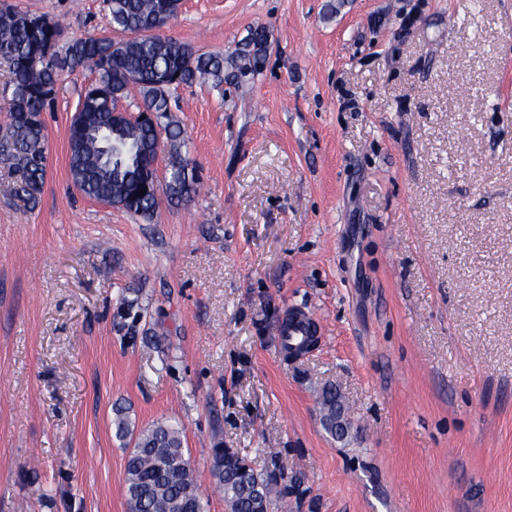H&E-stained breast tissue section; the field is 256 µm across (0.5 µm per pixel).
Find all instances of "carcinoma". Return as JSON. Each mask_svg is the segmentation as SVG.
<instances>
[{
  "label": "carcinoma",
  "mask_w": 512,
  "mask_h": 512,
  "mask_svg": "<svg viewBox=\"0 0 512 512\" xmlns=\"http://www.w3.org/2000/svg\"><path fill=\"white\" fill-rule=\"evenodd\" d=\"M112 29L128 36L116 42L92 35L63 39L62 29L44 16L22 13L0 0V62L10 78L0 94L11 101L9 123L0 139V157L17 172L13 195L36 204L46 175V125L43 112L54 101L61 78L91 66L98 79L81 96L79 105L89 113L81 179L75 182L86 197L113 203L122 196L125 211L151 218L160 197L186 203L198 188V179L184 147L182 131L166 125L170 157L164 182L157 185L155 163L159 147L153 127L146 122H126L115 128L113 113L120 99L137 88L144 111H170L171 92L180 86L211 81L239 84L262 69L269 50L265 29L255 28L238 43L229 57L202 53L190 43L154 32L160 14H177L181 0H104ZM120 141L125 151L99 159L104 140ZM147 189L139 197L136 192ZM324 425L336 434V409L342 408L336 389L323 391ZM116 436L134 439L126 471L125 494L129 512H205L199 485L184 450V428L157 421L138 433L118 409L113 418ZM211 475L224 492L229 512H268L273 483L249 459L221 445L212 449Z\"/></svg>",
  "instance_id": "obj_1"
}]
</instances>
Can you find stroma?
I'll return each instance as SVG.
<instances>
[{"label": "stroma", "mask_w": 512, "mask_h": 512, "mask_svg": "<svg viewBox=\"0 0 512 512\" xmlns=\"http://www.w3.org/2000/svg\"><path fill=\"white\" fill-rule=\"evenodd\" d=\"M65 37L102 0H9ZM182 0L166 35L243 87L171 96L200 177L150 220L84 197L45 113L36 208L0 161V512H128L115 435L179 423L206 502L216 443L276 483L269 512H512V0ZM315 344L281 350L290 311ZM342 395L351 430L324 428ZM322 407L324 425L332 435L336 436V407L342 409L343 406L335 388L329 387L323 391Z\"/></svg>", "instance_id": "obj_1"}]
</instances>
